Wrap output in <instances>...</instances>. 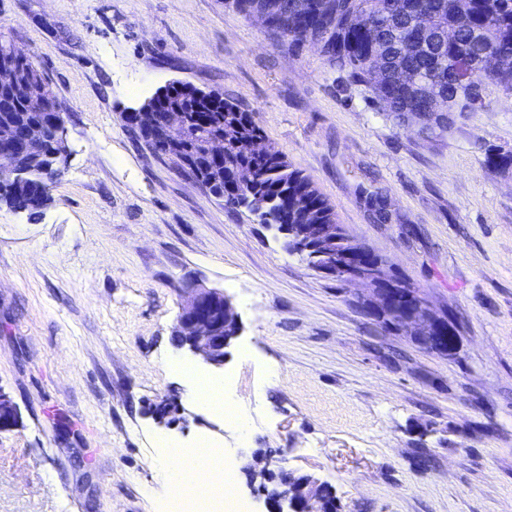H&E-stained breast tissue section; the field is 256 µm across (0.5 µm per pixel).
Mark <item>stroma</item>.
<instances>
[{"instance_id": "1", "label": "stroma", "mask_w": 512, "mask_h": 512, "mask_svg": "<svg viewBox=\"0 0 512 512\" xmlns=\"http://www.w3.org/2000/svg\"><path fill=\"white\" fill-rule=\"evenodd\" d=\"M65 113L68 161L35 218L0 207V512H165L158 437L222 448L251 512L256 451L343 512H512V90L447 133L396 123L312 46L288 48L224 0H0ZM253 114L346 231L460 331L443 358L385 330L362 286L289 254L159 158L126 112L170 83ZM224 291L241 322L220 375L233 417L168 367L180 290ZM187 423L159 426L160 400Z\"/></svg>"}]
</instances>
